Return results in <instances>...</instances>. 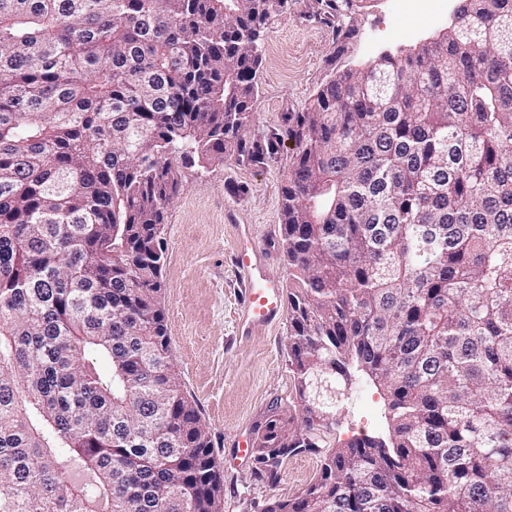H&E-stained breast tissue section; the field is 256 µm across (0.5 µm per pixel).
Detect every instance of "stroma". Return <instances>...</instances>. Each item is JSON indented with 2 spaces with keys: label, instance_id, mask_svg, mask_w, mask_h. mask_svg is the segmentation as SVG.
Masks as SVG:
<instances>
[{
  "label": "stroma",
  "instance_id": "35a3bbf8",
  "mask_svg": "<svg viewBox=\"0 0 512 512\" xmlns=\"http://www.w3.org/2000/svg\"><path fill=\"white\" fill-rule=\"evenodd\" d=\"M288 0L266 21L254 118L248 140L269 137L291 112H302L329 81L366 68L389 53L406 55L450 26L458 0H430L428 12L403 17L392 0ZM294 154L286 141L253 164L234 157L180 170V187L167 207L164 304L168 335L183 389L198 404L224 472L223 512H261L264 504L294 497L320 473L321 459H288L271 485L252 474L237 445L253 439L273 403L294 394L288 365V325L243 334L242 279L233 262L240 225H252L265 248L268 271L283 284L292 270L281 250V186ZM387 400L358 374L334 436L340 441L386 437Z\"/></svg>",
  "mask_w": 512,
  "mask_h": 512
}]
</instances>
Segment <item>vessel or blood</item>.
<instances>
[{"label":"vessel or blood","mask_w":512,"mask_h":512,"mask_svg":"<svg viewBox=\"0 0 512 512\" xmlns=\"http://www.w3.org/2000/svg\"><path fill=\"white\" fill-rule=\"evenodd\" d=\"M234 261L246 282L242 303L250 326L277 323L282 316V284L268 273L261 261V251L250 227H241Z\"/></svg>","instance_id":"obj_1"}]
</instances>
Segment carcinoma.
Masks as SVG:
<instances>
[{"label": "carcinoma", "mask_w": 512, "mask_h": 512, "mask_svg": "<svg viewBox=\"0 0 512 512\" xmlns=\"http://www.w3.org/2000/svg\"><path fill=\"white\" fill-rule=\"evenodd\" d=\"M287 2L0 0V512H222L161 226L173 161L261 163L284 137L295 394L252 473L323 460L262 512H512V0H468L251 143ZM351 359L387 397L388 444L328 442Z\"/></svg>", "instance_id": "carcinoma-1"}]
</instances>
